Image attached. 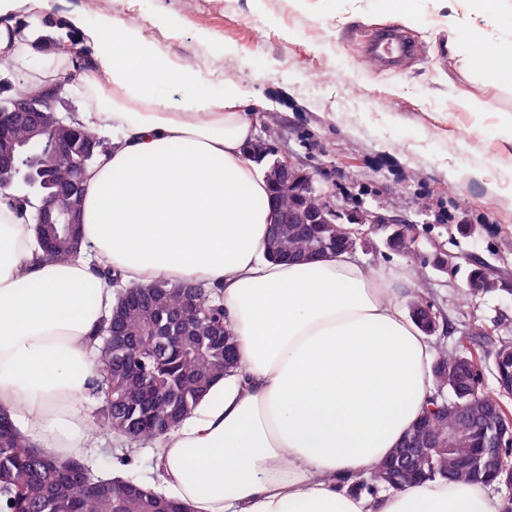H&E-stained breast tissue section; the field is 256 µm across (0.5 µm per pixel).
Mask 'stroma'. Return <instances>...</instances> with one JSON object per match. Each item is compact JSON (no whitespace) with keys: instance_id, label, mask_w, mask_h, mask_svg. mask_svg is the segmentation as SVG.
<instances>
[{"instance_id":"35a3bbf8","label":"stroma","mask_w":512,"mask_h":512,"mask_svg":"<svg viewBox=\"0 0 512 512\" xmlns=\"http://www.w3.org/2000/svg\"><path fill=\"white\" fill-rule=\"evenodd\" d=\"M81 8L50 0L41 19L49 40L31 48L29 74L53 68L51 37L79 39L67 18ZM422 9L405 26L377 0H112L113 17L153 31L157 49L200 70L213 90H244L255 138L312 174L339 209L415 225L425 275L414 292L448 325L433 345L455 350L477 331L493 349L512 342V295L465 289L475 260L512 282V141L496 133L512 117V87L465 66L447 48L443 11L434 0ZM389 25L417 48L401 69L382 68L367 50ZM439 254L450 272L434 267ZM86 458L100 476L159 482L150 440L107 436Z\"/></svg>"}]
</instances>
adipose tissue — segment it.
I'll return each instance as SVG.
<instances>
[{"label":"adipose tissue","instance_id":"adipose-tissue-1","mask_svg":"<svg viewBox=\"0 0 512 512\" xmlns=\"http://www.w3.org/2000/svg\"><path fill=\"white\" fill-rule=\"evenodd\" d=\"M45 2L0 0L1 64L25 66L36 33L18 31L17 14ZM448 2L449 49L511 87L512 0ZM78 46L91 57L87 89L105 82L112 97L74 118L112 138L83 175L75 260L46 259L16 193L0 192V410L30 445L60 460L87 453L79 400L99 373L93 336L116 302L96 273L107 263L126 284L204 288L236 338L240 369L156 441L163 495L191 512H499L482 483L375 481L433 397L431 339L402 307L413 282L384 283L351 251L267 258L271 205L246 155L242 90L212 91L108 12ZM172 87L182 101L167 97Z\"/></svg>","mask_w":512,"mask_h":512}]
</instances>
